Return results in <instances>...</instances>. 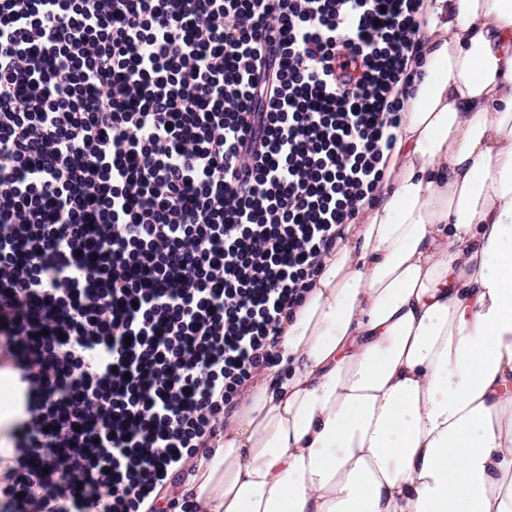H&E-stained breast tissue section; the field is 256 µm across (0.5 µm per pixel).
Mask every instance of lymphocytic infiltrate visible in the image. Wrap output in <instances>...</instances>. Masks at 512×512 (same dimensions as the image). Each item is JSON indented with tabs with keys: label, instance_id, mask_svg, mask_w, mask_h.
<instances>
[{
	"label": "lymphocytic infiltrate",
	"instance_id": "1",
	"mask_svg": "<svg viewBox=\"0 0 512 512\" xmlns=\"http://www.w3.org/2000/svg\"><path fill=\"white\" fill-rule=\"evenodd\" d=\"M422 5L0 0V512H190L373 199Z\"/></svg>",
	"mask_w": 512,
	"mask_h": 512
}]
</instances>
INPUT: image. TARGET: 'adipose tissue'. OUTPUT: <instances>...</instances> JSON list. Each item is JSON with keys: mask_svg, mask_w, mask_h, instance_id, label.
Here are the masks:
<instances>
[{"mask_svg": "<svg viewBox=\"0 0 512 512\" xmlns=\"http://www.w3.org/2000/svg\"><path fill=\"white\" fill-rule=\"evenodd\" d=\"M374 200L180 494L198 512H512V0H425Z\"/></svg>", "mask_w": 512, "mask_h": 512, "instance_id": "1", "label": "adipose tissue"}]
</instances>
